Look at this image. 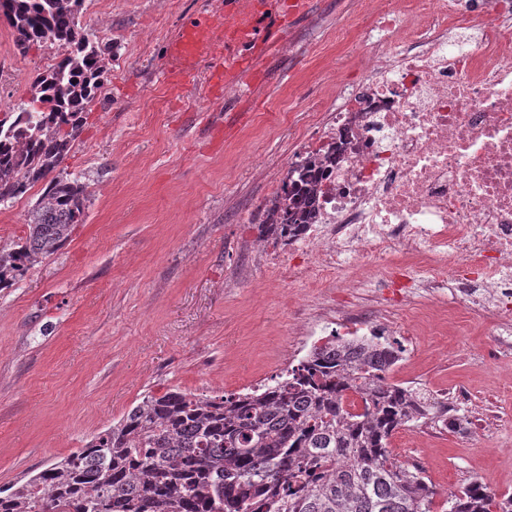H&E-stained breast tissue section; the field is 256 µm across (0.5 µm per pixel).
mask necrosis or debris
Wrapping results in <instances>:
<instances>
[{
    "label": "necrosis or debris",
    "mask_w": 512,
    "mask_h": 512,
    "mask_svg": "<svg viewBox=\"0 0 512 512\" xmlns=\"http://www.w3.org/2000/svg\"><path fill=\"white\" fill-rule=\"evenodd\" d=\"M372 3L365 77L351 86L336 73V107L280 170L298 180L309 158L323 172L306 227L278 252L257 243L255 259L339 291L454 288L512 328V0L456 35V0ZM452 258L469 276L449 275ZM300 327L401 343L388 320L342 304Z\"/></svg>",
    "instance_id": "4bbe7bcc"
}]
</instances>
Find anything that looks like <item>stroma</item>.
Segmentation results:
<instances>
[{"mask_svg": "<svg viewBox=\"0 0 512 512\" xmlns=\"http://www.w3.org/2000/svg\"><path fill=\"white\" fill-rule=\"evenodd\" d=\"M224 12V0H87L88 32L112 30L124 47L104 98L89 111L62 166L80 178L86 218L55 255L0 288V488L83 448L146 391L239 393L298 363L289 347L304 307L333 300L311 282L286 283L251 263L258 206L276 186L284 156L336 105L324 78L340 64L363 79L372 19L361 0H311L291 18L285 49L264 54V86L231 103L205 85L171 94L161 75L170 35L187 16ZM153 53L140 55L141 42ZM21 71L0 89L7 107L28 100L29 80L51 49L18 51ZM250 149L251 176L236 162ZM41 193L0 207V249L21 235ZM354 306L419 336L392 379L419 378L429 391L463 395L467 433L391 439L399 460L425 459L443 503L472 479L512 494V351L496 320L454 300L430 306L361 288Z\"/></svg>", "mask_w": 512, "mask_h": 512, "instance_id": "1", "label": "stroma"}]
</instances>
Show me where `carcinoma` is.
<instances>
[{"label":"carcinoma","mask_w":512,"mask_h":512,"mask_svg":"<svg viewBox=\"0 0 512 512\" xmlns=\"http://www.w3.org/2000/svg\"><path fill=\"white\" fill-rule=\"evenodd\" d=\"M84 0H6L16 46L62 49L53 71L31 77L30 99L0 117V207L39 183L25 234L0 252V288L55 255L86 216L79 179L61 169L89 111L112 46L80 33ZM317 182L283 187L308 207ZM398 351L362 337L327 336L296 365L245 393L199 397L147 392L86 446L0 489V512H434L422 472L397 461L390 439L435 409L434 398L388 380ZM361 393L363 412L344 394ZM441 512H512L473 479L448 493Z\"/></svg>","instance_id":"1"}]
</instances>
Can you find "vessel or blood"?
Masks as SVG:
<instances>
[{"label": "vessel or blood", "instance_id": "vessel-or-blood-1", "mask_svg": "<svg viewBox=\"0 0 512 512\" xmlns=\"http://www.w3.org/2000/svg\"><path fill=\"white\" fill-rule=\"evenodd\" d=\"M224 13L229 22L218 52L209 48L217 28L211 15L198 13L183 20L167 45L168 84L184 90L201 75L208 90L217 94L225 85L248 83L259 51L278 48L288 32L280 14L271 9H245L239 0H225Z\"/></svg>", "mask_w": 512, "mask_h": 512}]
</instances>
